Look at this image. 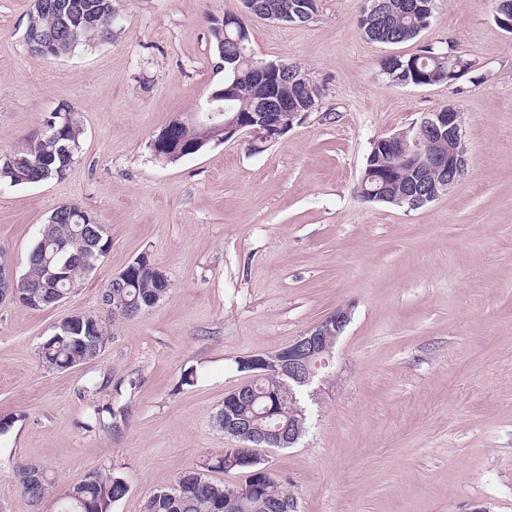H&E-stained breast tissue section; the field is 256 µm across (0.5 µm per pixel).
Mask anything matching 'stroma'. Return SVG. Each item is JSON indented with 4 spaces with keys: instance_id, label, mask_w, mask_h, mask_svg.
<instances>
[{
    "instance_id": "35a3bbf8",
    "label": "stroma",
    "mask_w": 512,
    "mask_h": 512,
    "mask_svg": "<svg viewBox=\"0 0 512 512\" xmlns=\"http://www.w3.org/2000/svg\"><path fill=\"white\" fill-rule=\"evenodd\" d=\"M31 7L0 0V153L39 137L62 103L81 150L62 179L0 184V252L25 271L63 204L91 210L111 246L59 306L0 303V512H58L98 469L130 487L110 512H143L150 492L236 447L212 419L248 380L237 359L345 304L338 377L308 399L306 434L258 451L295 512H512V33L493 0H439L394 46L362 35L364 0H321L305 24L250 19L254 58L305 69L319 110L262 152L238 138L174 163L150 142L223 83L209 20L241 0H115L111 41L52 61L23 41ZM441 43L473 62L453 83L398 86L379 70ZM448 104L462 114L463 179L417 209L364 202L374 141ZM143 255L166 272L165 296L114 320L96 358L46 369L38 348L55 325L103 313V288ZM102 406L113 416L100 427ZM23 463L53 479L39 505L16 482Z\"/></svg>"
}]
</instances>
